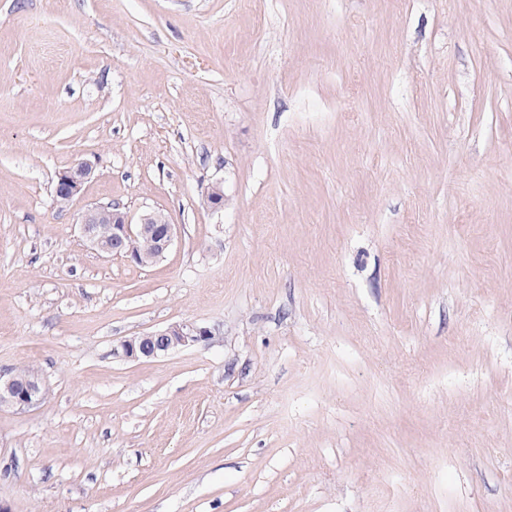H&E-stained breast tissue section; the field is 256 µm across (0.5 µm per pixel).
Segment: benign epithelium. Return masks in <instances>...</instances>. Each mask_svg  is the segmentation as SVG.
Here are the masks:
<instances>
[{"mask_svg": "<svg viewBox=\"0 0 512 512\" xmlns=\"http://www.w3.org/2000/svg\"><path fill=\"white\" fill-rule=\"evenodd\" d=\"M93 168L79 163L59 172L54 194L57 203H67L77 196L84 184L92 177ZM108 223L111 232L104 235L100 225ZM82 235L100 252L122 256L137 265L146 261L139 251L128 248L132 240H144L149 246L150 259H159L172 245L175 225L166 221L162 214L149 212L132 223L127 213L106 204L93 206L84 213L80 222ZM211 328L191 321L175 322L161 331L132 336L120 342L113 354L129 361L156 359L173 351L190 348L212 339ZM47 398V390L38 374L30 370L20 374L14 370L0 372V408L23 411L41 405Z\"/></svg>", "mask_w": 512, "mask_h": 512, "instance_id": "7a95c632", "label": "benign epithelium"}]
</instances>
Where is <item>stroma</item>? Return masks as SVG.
Masks as SVG:
<instances>
[{"label":"stroma","instance_id":"35a3bbf8","mask_svg":"<svg viewBox=\"0 0 512 512\" xmlns=\"http://www.w3.org/2000/svg\"><path fill=\"white\" fill-rule=\"evenodd\" d=\"M108 203L163 257L92 249ZM178 321L215 334L113 355ZM23 365L12 512H512V0H0ZM92 175L93 168L87 163H79L59 172L54 188L57 204L71 201L81 192L84 184ZM80 230L86 240L100 252L122 256L137 265H144L146 261L143 255L134 250H145L147 244L149 258L156 261L172 245L175 224H169L163 215L157 212L143 214L139 222L132 224L127 213L120 211L116 206L112 207V204H106L87 209L82 216ZM139 239L144 240L145 244L141 241H132ZM130 241L134 250L127 248ZM28 369L21 367L17 371L24 373ZM46 398L47 390L38 372L19 374L12 369L0 372V409L23 411L41 405Z\"/></svg>","mask_w":512,"mask_h":512}]
</instances>
